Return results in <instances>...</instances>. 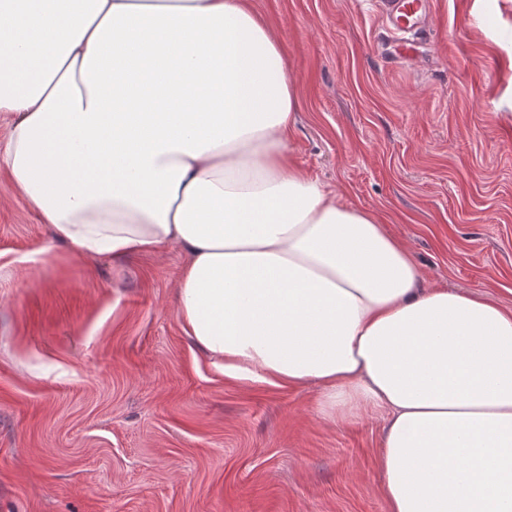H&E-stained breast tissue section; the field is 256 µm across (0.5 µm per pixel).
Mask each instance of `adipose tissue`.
Segmentation results:
<instances>
[{
  "label": "adipose tissue",
  "instance_id": "1",
  "mask_svg": "<svg viewBox=\"0 0 512 512\" xmlns=\"http://www.w3.org/2000/svg\"><path fill=\"white\" fill-rule=\"evenodd\" d=\"M296 88L247 0H0V173L78 256L175 244L226 376L386 421L388 512H512V310L291 161Z\"/></svg>",
  "mask_w": 512,
  "mask_h": 512
}]
</instances>
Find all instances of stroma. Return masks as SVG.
Returning <instances> with one entry per match:
<instances>
[{
	"mask_svg": "<svg viewBox=\"0 0 512 512\" xmlns=\"http://www.w3.org/2000/svg\"><path fill=\"white\" fill-rule=\"evenodd\" d=\"M297 90L292 160L376 215L427 288L512 308V0H434L390 62L369 0H250ZM160 252L68 251L0 177V512H387L384 422L215 368Z\"/></svg>",
	"mask_w": 512,
	"mask_h": 512,
	"instance_id": "obj_1",
	"label": "stroma"
}]
</instances>
